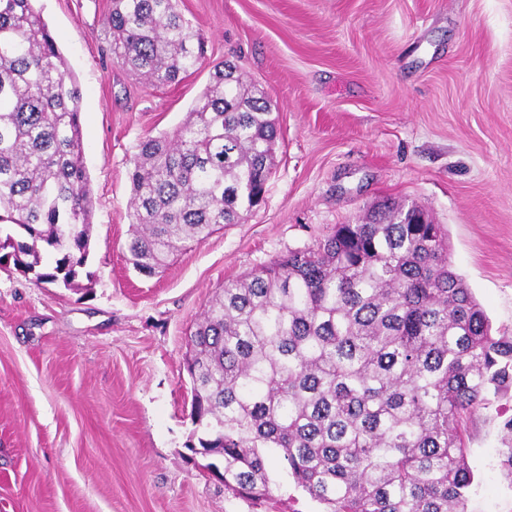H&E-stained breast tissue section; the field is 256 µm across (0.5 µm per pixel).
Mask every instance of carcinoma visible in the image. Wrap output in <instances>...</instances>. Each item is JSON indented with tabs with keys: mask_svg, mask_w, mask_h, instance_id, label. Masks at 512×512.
<instances>
[{
	"mask_svg": "<svg viewBox=\"0 0 512 512\" xmlns=\"http://www.w3.org/2000/svg\"><path fill=\"white\" fill-rule=\"evenodd\" d=\"M112 62L153 86L205 64L178 0H111ZM81 92L33 0H0V250L40 284L86 263L91 188ZM272 104L235 63L173 131L138 145L128 261L151 276L185 240L242 224L265 201ZM201 454L224 487L279 488L269 458L323 512H467L465 418L512 390V335L494 334L452 269L448 238L417 206L379 204L314 248L229 282L190 335ZM501 464L512 477V417Z\"/></svg>",
	"mask_w": 512,
	"mask_h": 512,
	"instance_id": "obj_1",
	"label": "carcinoma"
}]
</instances>
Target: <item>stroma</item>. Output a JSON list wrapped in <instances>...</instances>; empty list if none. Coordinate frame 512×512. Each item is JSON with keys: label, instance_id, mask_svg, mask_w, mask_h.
I'll list each match as a JSON object with an SVG mask.
<instances>
[{"label": "stroma", "instance_id": "obj_1", "mask_svg": "<svg viewBox=\"0 0 512 512\" xmlns=\"http://www.w3.org/2000/svg\"><path fill=\"white\" fill-rule=\"evenodd\" d=\"M110 0H34L81 91L92 191L75 288L0 265V512H321L283 464L225 490L194 426L187 338L226 281L316 246L386 198L426 210L494 330L512 335V0H180L205 68L156 87L105 55ZM230 59L275 105V168L243 224L146 277L126 260L139 143ZM512 392L467 422L468 512H512Z\"/></svg>", "mask_w": 512, "mask_h": 512}]
</instances>
